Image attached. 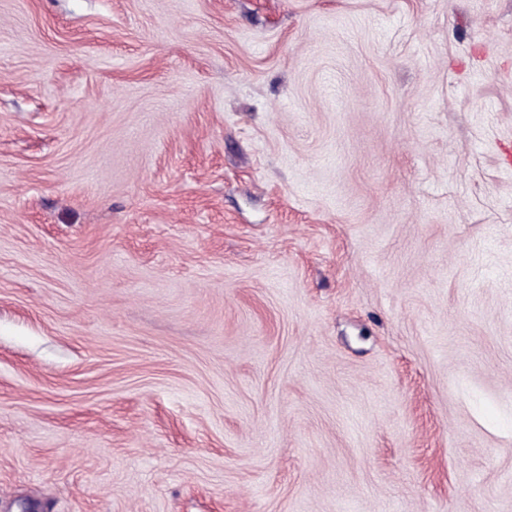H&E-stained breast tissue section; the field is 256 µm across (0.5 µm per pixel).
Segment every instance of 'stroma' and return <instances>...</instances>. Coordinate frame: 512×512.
<instances>
[{"label":"stroma","mask_w":512,"mask_h":512,"mask_svg":"<svg viewBox=\"0 0 512 512\" xmlns=\"http://www.w3.org/2000/svg\"><path fill=\"white\" fill-rule=\"evenodd\" d=\"M0 512H512V0H0Z\"/></svg>","instance_id":"35a3bbf8"}]
</instances>
